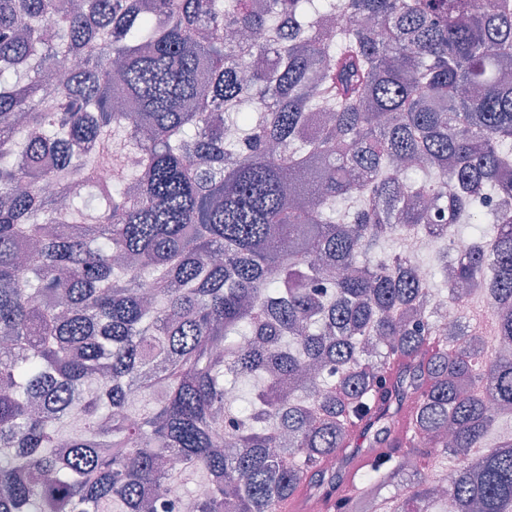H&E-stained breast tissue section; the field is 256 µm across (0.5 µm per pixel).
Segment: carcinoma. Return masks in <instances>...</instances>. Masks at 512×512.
Segmentation results:
<instances>
[{
    "mask_svg": "<svg viewBox=\"0 0 512 512\" xmlns=\"http://www.w3.org/2000/svg\"><path fill=\"white\" fill-rule=\"evenodd\" d=\"M407 407L329 509L512 512V0H0V512L328 504ZM468 314L471 318L470 325L477 332L485 336V339L488 342V348L491 350L493 345L492 332L488 327H486L488 307L484 297L481 294H477L472 298ZM358 447L362 448L356 455L363 453L368 448H371L367 453L355 457L347 467L344 478L341 484L336 488V495L348 496L356 492L357 481L360 470L363 468L365 461L374 451L375 443L373 437V431L360 433L357 437Z\"/></svg>",
    "mask_w": 512,
    "mask_h": 512,
    "instance_id": "obj_1",
    "label": "carcinoma"
}]
</instances>
